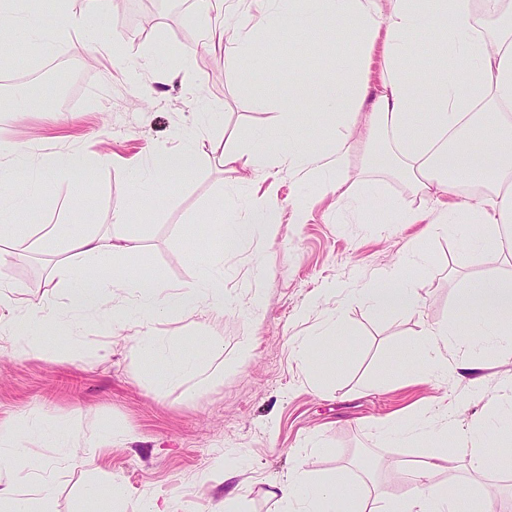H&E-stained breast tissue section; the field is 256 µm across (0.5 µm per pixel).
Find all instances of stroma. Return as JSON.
<instances>
[{
    "instance_id": "obj_1",
    "label": "stroma",
    "mask_w": 512,
    "mask_h": 512,
    "mask_svg": "<svg viewBox=\"0 0 512 512\" xmlns=\"http://www.w3.org/2000/svg\"><path fill=\"white\" fill-rule=\"evenodd\" d=\"M71 9L88 14L81 34L52 48L17 34L26 58L17 63L0 50V191L37 183L33 206L15 221L27 225L23 235L0 239L9 257L0 279L19 301L16 316L57 308L68 290L55 267L69 253L65 245L39 243L45 224L86 226L103 234L139 238L138 256L129 266L168 286H181L198 276L188 255L203 238H213L207 215L221 196L242 202L253 181L225 172V149L243 152L264 148L278 155L285 139L324 146L328 127L321 116L306 112L296 128L278 126L271 110L253 107L255 94L276 100L288 85L333 61L332 75L341 78L340 61L348 47L329 29L309 35L279 26L258 34L252 55L264 64L243 84L236 72L249 58L203 48L198 38L195 5L179 0H71ZM116 43L113 58L91 53L98 36ZM191 59L190 76L178 72ZM146 63L144 80L156 94L141 101L126 79L124 65ZM75 67L70 96L75 109L51 103L57 67ZM210 118L205 155L189 176L173 175L158 201L138 218L113 227L111 210L127 200L134 171H147L154 155L175 150L176 129L197 123L199 111ZM78 150L109 156L108 165L85 176L80 205H71L69 184L39 177L47 156ZM31 159L15 167L16 153ZM377 186L386 202L427 212L434 201L409 193L403 180L366 167L362 153L351 157L348 188L360 193L364 183ZM308 205L305 223H291L294 201ZM279 221L269 238L224 253V313L199 308L157 324L175 349L190 348L206 360L210 378H188L166 384L165 363L144 355L135 338L142 328L129 320L111 330L112 311L84 313L80 333L68 325L43 327L35 354L22 353L26 335L0 339V421L22 430L65 426L83 448L97 441L100 429L112 430L120 442L101 449L93 464L58 469L55 493L47 512H109L106 501H87L85 490L95 478L119 476L129 492L133 512L141 500L159 493L172 512H224V496L242 487V512H278L269 494L272 481L297 464L327 476L346 467L353 483H365L368 496L399 498L407 487L409 461L415 448L397 447L378 432L382 422L406 416L430 417L441 404L457 408V429L493 419L502 401L501 386L512 380V352L487 351L483 368L485 395H472L467 378L437 381L420 374L410 355L428 326L453 322L459 310V287L489 275L512 274V256L470 251L455 233L429 230L424 224H360L347 203L324 194L317 178L293 172L278 175ZM417 250L420 268L405 277L420 297L418 308L381 312L355 298L349 288L376 285L381 271L408 250ZM339 291L325 292L326 284ZM262 306H255L254 295ZM345 311L346 326L333 351L316 349L315 364L326 369L321 381L295 361L293 342L312 336L330 311ZM249 342L251 358L239 350ZM490 467L479 478L484 495L504 512V496L512 488V429L493 435ZM399 463L397 485H390L377 465Z\"/></svg>"
}]
</instances>
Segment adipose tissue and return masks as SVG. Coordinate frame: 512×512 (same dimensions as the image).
I'll use <instances>...</instances> for the list:
<instances>
[{
    "label": "adipose tissue",
    "instance_id": "ef3b65f1",
    "mask_svg": "<svg viewBox=\"0 0 512 512\" xmlns=\"http://www.w3.org/2000/svg\"><path fill=\"white\" fill-rule=\"evenodd\" d=\"M22 4L23 0H0L1 44H9L18 29L31 41L48 46L85 29L84 14L68 12L54 24L25 14ZM198 13L204 20V44L229 51L274 18L316 28L336 23L351 47L341 80H326L319 71L310 73L309 82L320 86L314 98L305 99L303 91L292 86L273 103L288 120L295 118L301 103H308L335 127L332 144L311 148L291 141L275 157L259 149L246 155L228 149L227 170L241 165L263 176L285 166L328 176L333 190H342L358 146L353 128L362 114L366 130L379 128L387 137L382 152L368 151L369 167L404 178L413 193L441 204L437 212L425 215L371 193L352 200L364 222H427L442 230L477 224L480 248L512 254V0H198ZM492 15L502 19L493 30L485 24ZM428 26L436 29L438 37L423 56L415 50L412 36ZM452 60L464 63L463 74L449 72ZM434 79L439 86L433 91L429 85ZM463 82L468 85L464 91L459 88ZM176 137L180 149L154 159L159 177L188 174L203 156L198 129L179 130ZM464 138L485 141L487 147L470 152L460 145ZM209 221L217 230L216 238L193 255L202 269L200 278L171 291L134 268H118L121 257L139 253L137 238L93 231L71 235L68 247L77 259L59 267L57 274L73 286V296L65 306L49 310L48 320L72 325L86 311L112 306L114 326L136 317L143 328L141 349L169 361L166 382L200 372L197 356L172 351L152 326L170 314L202 305L223 313L225 248L268 237L277 218L271 197L254 194L238 205L217 204ZM419 263V254L408 251L401 262L382 272L374 288L362 291V298L389 312L416 309L420 298L407 285L402 270ZM90 265L98 271L93 281L83 276ZM119 290L127 296L122 305L113 302ZM477 333L495 346H512V277L494 276L466 287L457 322L423 329V341L411 360L428 376L446 378L449 348H467ZM449 427L445 419L430 429L421 421L401 419L382 428L386 438L421 450L412 469L415 485L400 501L377 497L368 504L348 498L346 469L318 478L301 465L273 483L271 494L280 502L281 512H458L457 487L450 480L458 453L441 445ZM29 441V435L0 423V458L5 461L0 467V512H35L36 502H49L54 494L55 467L30 465ZM30 484L35 485L36 496H29Z\"/></svg>",
    "mask_w": 512,
    "mask_h": 512
}]
</instances>
